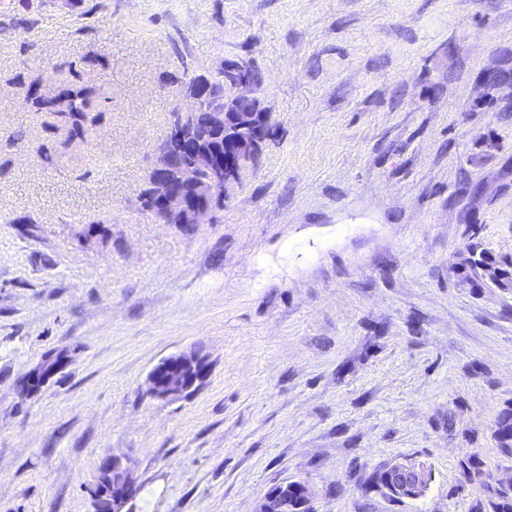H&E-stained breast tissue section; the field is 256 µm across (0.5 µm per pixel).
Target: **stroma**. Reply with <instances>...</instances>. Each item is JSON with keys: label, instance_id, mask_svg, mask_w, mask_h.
<instances>
[{"label": "stroma", "instance_id": "stroma-1", "mask_svg": "<svg viewBox=\"0 0 512 512\" xmlns=\"http://www.w3.org/2000/svg\"><path fill=\"white\" fill-rule=\"evenodd\" d=\"M27 57L111 80L96 138L26 103ZM241 59L274 136L205 224L164 223L169 115ZM477 242L512 256V0H0V512H90L112 452L133 512L297 480L319 512H471L459 460L512 468V291L454 271ZM192 347L203 384L151 397ZM406 460L433 479L398 502L374 476ZM197 349L182 350L158 362L148 374L149 395L176 399L198 389L207 373V361L200 358ZM70 360L68 352L50 361H42L33 368L26 376L23 384V393H28L32 388L37 387L49 380L54 374L61 370Z\"/></svg>", "mask_w": 512, "mask_h": 512}]
</instances>
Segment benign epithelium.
Here are the masks:
<instances>
[{
    "label": "benign epithelium",
    "mask_w": 512,
    "mask_h": 512,
    "mask_svg": "<svg viewBox=\"0 0 512 512\" xmlns=\"http://www.w3.org/2000/svg\"><path fill=\"white\" fill-rule=\"evenodd\" d=\"M251 62L227 61L221 67L224 86L230 95L224 99V111L210 113L204 125L189 120L180 110L171 114L166 144L154 165L151 184V213L175 224H203L213 205L224 201L225 190L237 182L241 172L252 164L272 130L268 114L251 108L257 84L250 76ZM70 360L63 354L43 361L26 376L23 393L44 384ZM207 373V362L197 349L182 350L158 362L148 374L149 395L176 399L198 389ZM112 471V510L125 507L140 491L137 477L127 460L115 454L102 458L97 473ZM416 467L409 463L386 468L376 485L388 496L418 499L426 489L410 483ZM316 493L305 481H287L269 489L254 512H316Z\"/></svg>",
    "instance_id": "benign-epithelium-1"
}]
</instances>
